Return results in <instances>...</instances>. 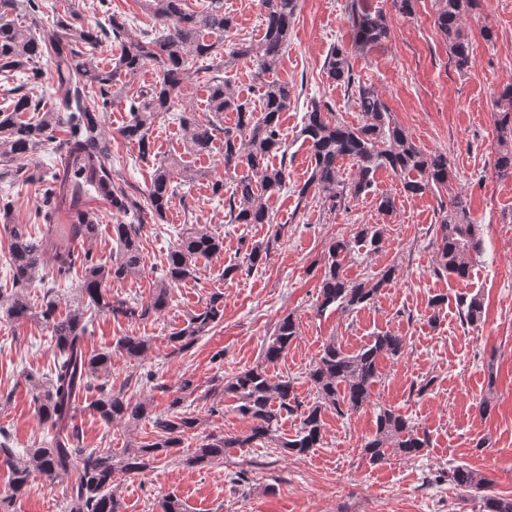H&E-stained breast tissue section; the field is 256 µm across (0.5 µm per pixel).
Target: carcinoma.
I'll list each match as a JSON object with an SVG mask.
<instances>
[{"label":"carcinoma","mask_w":512,"mask_h":512,"mask_svg":"<svg viewBox=\"0 0 512 512\" xmlns=\"http://www.w3.org/2000/svg\"><path fill=\"white\" fill-rule=\"evenodd\" d=\"M186 0H141L144 11L163 25L156 33L146 30L142 36L128 32L126 21L112 16L110 28L77 25L75 14L59 17L56 31L38 38L32 28L39 23L43 0H23L30 18L22 27L0 13V72L24 73L38 80L40 61L53 60L52 79L67 89V96L53 110L41 111V102L27 85L12 89L13 107L0 110V165L12 163L33 154L54 140V131L66 123L69 137L55 151L59 160L50 177L45 179L44 209L39 213L44 225L37 238L26 228L14 224L9 230L13 281L16 289L7 296V314L16 321L39 318L51 328L56 348L53 368L43 376L26 374L39 419L54 430L52 440L18 455L9 447V439L0 431V463L9 470L5 493H0V506L29 494L33 474L38 472L49 482L74 477L68 490V512H123L120 497L112 491L115 471L140 475L171 458L182 447L186 436L195 432L199 418L184 410L187 397L197 386L190 378L179 385L165 416H155L147 402H133L120 392L99 388V394L87 408L107 424L135 425L142 420L152 422L154 437L126 448L119 455L110 448L89 451L72 448L69 436L76 435L75 418L81 411V400L93 388L94 380L108 374L112 352L91 353L86 346L87 312L121 315L131 321L144 320L164 311L169 305L171 289L195 275L197 262L224 250V240L205 224H191L183 229L176 245L167 255L162 275L156 280L148 303H129L113 299L107 285L142 272L140 246L142 213L164 219L177 194V179L191 177L182 161L170 158L159 162L150 187L144 193L146 203L130 197L112 179L105 164L111 155V141L102 131L96 113L84 105L87 89H99L101 107H106L111 88L121 76H134L146 65L157 73V80L147 89L127 96L130 120L121 136L137 143L142 155L151 153L149 133L160 115L174 108V95L202 70H219L241 58H255L261 86V107L252 106L226 80L207 84L206 118L195 111L179 114L183 145L194 155L211 151L217 136L224 141V171L236 175L235 187L228 199L226 217L229 224H271L274 218L266 198L280 192L288 184L286 149L280 129L282 113L288 111L296 97L294 86L276 76L278 64L288 45L297 0H259L265 32L254 46L239 42L228 48L221 39L236 26L234 17L224 12V0H205L200 11L189 12ZM483 0H432L434 27L448 45L451 61L464 73L473 65L471 37L467 22L481 24V32L491 39L493 30L481 22ZM352 30L351 47L334 45L328 51L323 69L328 78L351 94L361 121L352 126L324 111L325 105L312 100L300 130L307 144L312 164L310 175L298 195L304 198L314 191L322 204L330 209L348 206L372 193L374 175L380 168L400 177L404 193L422 196L439 188H448L452 176L448 155L421 149L395 123L378 88L355 76L351 56L363 54L390 36L388 21L380 12H370L352 0L349 12ZM118 41L120 53L111 70H103L88 60V52L100 47L106 39ZM497 112V147L494 167L501 176L512 175V84L494 92ZM42 112L35 122L19 120L21 112ZM233 112L235 123L224 125V113ZM281 155L279 165L269 158ZM350 160L356 166L350 179L341 175V162ZM80 165L96 181L98 190L109 200L111 214L116 217L112 229L119 244L115 256L102 262L85 249L98 230L100 216L76 202L77 187L67 183L72 165ZM71 200L69 223L56 224L57 210ZM437 235L440 269L457 279L470 276L476 257L482 252L477 225L471 219L467 202L460 195L450 196L443 212ZM383 230L376 224H365L353 239L338 238L328 247L324 278L318 295V311L354 312L374 303L377 293L395 274L390 266L374 278L353 282L345 275L343 263L353 244L364 243L377 250ZM268 247L259 243L246 249V268L263 261ZM50 260L60 277L68 276L81 265L79 295L63 316L56 315L53 302L36 312L21 289L40 280L45 260ZM484 302L479 295L462 301L463 321L470 325L481 322ZM224 316V294L214 293L201 309L194 312L187 325L169 337V356L187 351L201 336L209 333ZM298 335L292 316L276 324L263 348V361L257 366L223 379L214 394L228 395L234 411L251 421L250 433L242 436L208 434L198 448L182 459L188 467L204 468L224 460L228 448H243L255 441L269 439L278 431L283 416L300 412L295 434L285 438L279 447L295 457H304L320 446L323 412L329 408L344 416L370 402L371 388L381 378L379 360L402 353L406 340L391 332H381L355 351H347L332 339L323 345L319 357L308 372L315 389V401L301 408L288 378L271 379L266 365L283 358ZM151 348L142 336H125L116 344V352L130 360H139ZM428 447L426 434L400 411L381 407L376 414V433L363 444L362 459L378 465L392 455L415 456ZM448 484L458 491L464 502L472 501L476 512H512V498L486 493L491 479L467 465H450L446 471Z\"/></svg>","instance_id":"obj_1"}]
</instances>
